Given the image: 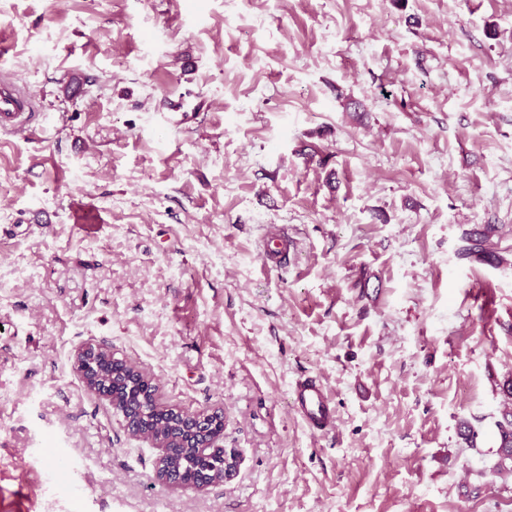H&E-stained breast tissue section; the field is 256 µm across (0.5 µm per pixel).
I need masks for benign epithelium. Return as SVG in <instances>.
<instances>
[{
	"label": "benign epithelium",
	"instance_id": "1",
	"mask_svg": "<svg viewBox=\"0 0 512 512\" xmlns=\"http://www.w3.org/2000/svg\"><path fill=\"white\" fill-rule=\"evenodd\" d=\"M75 366L84 386L94 395L113 403L117 395L115 377L125 380L124 408L119 411L125 430L159 451L155 477L171 490L185 487L206 489L216 468H224V481L234 478L237 458L226 454L224 409L208 408L196 413L167 406L158 398L153 379L133 368L139 378L126 379L124 359L99 342H87L77 349Z\"/></svg>",
	"mask_w": 512,
	"mask_h": 512
}]
</instances>
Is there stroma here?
<instances>
[{
	"label": "stroma",
	"instance_id": "stroma-1",
	"mask_svg": "<svg viewBox=\"0 0 512 512\" xmlns=\"http://www.w3.org/2000/svg\"><path fill=\"white\" fill-rule=\"evenodd\" d=\"M0 44V512H512V261L458 255L512 246V0H0ZM91 341L223 408L235 477L160 484ZM32 97L21 94L17 88L5 81L0 83V127L4 130L24 132V123L19 120L23 112H30ZM498 236V241L493 238ZM499 227L494 224H486L476 227L463 233V245L458 251L461 258H474L475 260L485 261L500 265L507 262L506 255L509 253V247L502 248L499 241ZM288 249V242L280 233H271L263 243L261 259L264 264L278 262ZM291 407L310 430L329 431L335 427V409L328 389L315 378L297 381L292 389ZM502 391L508 401L504 404L496 421L499 444L494 470L499 473H512V378L504 381Z\"/></svg>",
	"mask_w": 512,
	"mask_h": 512
}]
</instances>
